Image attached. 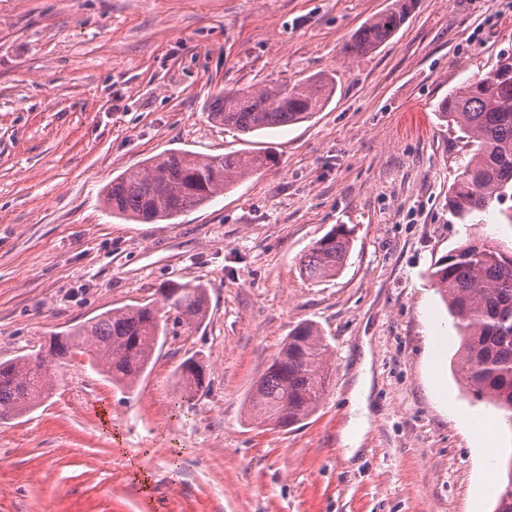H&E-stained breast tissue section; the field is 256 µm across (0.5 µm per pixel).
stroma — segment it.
<instances>
[{
    "label": "stroma",
    "instance_id": "stroma-1",
    "mask_svg": "<svg viewBox=\"0 0 512 512\" xmlns=\"http://www.w3.org/2000/svg\"><path fill=\"white\" fill-rule=\"evenodd\" d=\"M391 2L0 0V362L172 282L208 298L196 326L160 308L167 335L134 388L77 354L51 398L0 420V512H494L512 430L462 388L430 273L471 235L512 250L499 216L449 213L472 146L438 112L512 53V0H416L393 38L348 53ZM322 73L335 91L309 121L244 136L209 116L219 92ZM170 150L278 163L170 221L112 217V178ZM338 224L344 267L308 280L301 257ZM303 323L330 345L326 393L300 423H254L251 389ZM189 358L208 386L181 405ZM365 354L366 358L352 393V412L355 415L349 421L345 441V444L351 446L345 448V455L349 458L359 449L361 436L369 427L367 395L371 384V374L369 372V356L367 352Z\"/></svg>",
    "mask_w": 512,
    "mask_h": 512
}]
</instances>
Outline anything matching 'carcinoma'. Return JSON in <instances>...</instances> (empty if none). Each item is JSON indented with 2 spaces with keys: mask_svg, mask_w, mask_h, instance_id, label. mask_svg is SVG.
Instances as JSON below:
<instances>
[{
  "mask_svg": "<svg viewBox=\"0 0 512 512\" xmlns=\"http://www.w3.org/2000/svg\"><path fill=\"white\" fill-rule=\"evenodd\" d=\"M416 0H395L351 36L348 50L367 53L395 35ZM503 72L488 71L458 87L439 106L450 124L471 139L474 151L448 192V211L463 224L477 214L512 200V61L497 60ZM332 79L310 77L292 86L261 90L238 88L215 97L214 120L252 134L299 123L321 111L332 97ZM270 151L200 156L186 151L155 155L141 167L124 171L106 188L112 216L159 223L203 206L253 173L274 166ZM351 231L340 224L301 257L300 271L310 280L335 276L344 266ZM461 338L457 373L472 397L499 412L512 425V251L488 237H472L434 264L431 272ZM161 300L179 319L201 324L208 313L206 289L170 284ZM166 336L155 303L106 310L79 327L55 337L49 354L20 356L0 363V419L20 416L47 399L53 389L49 364L75 353L85 355L112 385L133 386L145 372L160 338ZM334 371L329 345L319 329L297 326L255 384L248 415L277 427L294 425L319 407ZM180 397L202 388L200 366L188 361L180 372ZM494 512H512V457L506 462Z\"/></svg>",
  "mask_w": 512,
  "mask_h": 512,
  "instance_id": "carcinoma-1",
  "label": "carcinoma"
}]
</instances>
